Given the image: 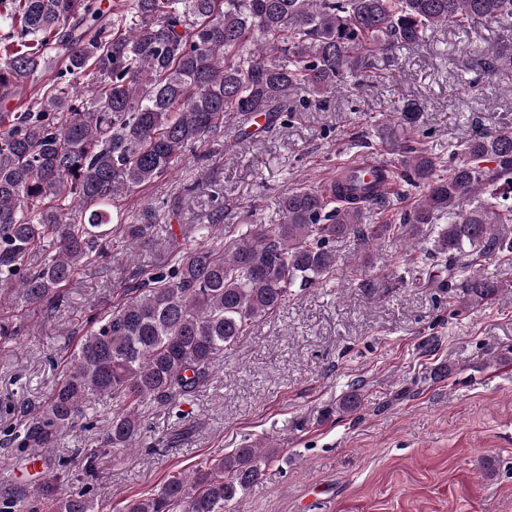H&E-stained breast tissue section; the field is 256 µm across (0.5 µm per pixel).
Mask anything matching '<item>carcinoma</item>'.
<instances>
[{
    "label": "carcinoma",
    "instance_id": "1",
    "mask_svg": "<svg viewBox=\"0 0 512 512\" xmlns=\"http://www.w3.org/2000/svg\"><path fill=\"white\" fill-rule=\"evenodd\" d=\"M504 17L512 0H0V98L31 88L24 104L0 112V346L22 335L26 314L62 301L112 235L149 238L169 203L127 224L118 202L175 170L220 132L225 113L273 124L310 105L288 99L300 86L321 106L356 86L378 52ZM509 51L488 48L470 84L492 83L495 60ZM49 68L54 81L34 84ZM385 182L423 195L397 224H360ZM280 205L283 223L246 225L231 251L214 231L217 210L164 265L136 270L90 319L46 406L19 409L11 441L52 448L102 396L112 404L105 445L127 446L150 410L177 407L216 382L224 353L296 289L335 276L336 243L346 237L366 246L410 240L431 225L433 237L396 257L403 273L419 249L441 271L435 287L461 289L463 309L483 305L501 288L485 263L512 260V122L463 134L446 160L396 142L378 167L345 168L327 192L302 188ZM441 217L448 223L435 224ZM362 399L353 384L336 410L354 412ZM283 458L282 448L248 444L169 474L151 496L126 498L121 512H226ZM24 499L6 495L0 512H26ZM54 507L90 512L92 504L78 492Z\"/></svg>",
    "mask_w": 512,
    "mask_h": 512
}]
</instances>
